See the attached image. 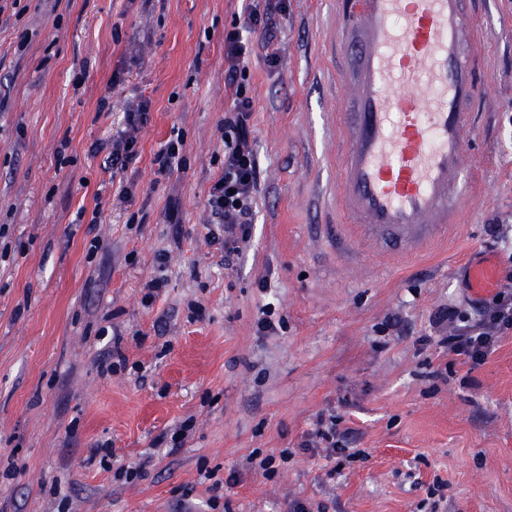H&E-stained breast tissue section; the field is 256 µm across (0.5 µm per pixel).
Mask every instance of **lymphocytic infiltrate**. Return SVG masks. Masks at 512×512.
Returning <instances> with one entry per match:
<instances>
[{
  "mask_svg": "<svg viewBox=\"0 0 512 512\" xmlns=\"http://www.w3.org/2000/svg\"><path fill=\"white\" fill-rule=\"evenodd\" d=\"M276 8V0H265L261 8H250L242 24L233 26L224 36V84L233 89L234 99L221 126L223 171L209 190L207 208L212 225L208 239L221 246L228 263L252 239L254 203L260 191V173L248 126L253 101L242 84L244 62L252 52L248 35L257 30L271 33ZM147 113L143 104L127 112L126 131L105 144L108 165L123 169L136 159L133 132L146 122ZM473 310V317L463 321L456 310L442 309L436 315V323L453 328L451 334L441 337V346L476 367L495 352L503 336L512 333V265L502 269L497 292L476 302ZM340 423V418L333 414L319 418L315 431L304 442L305 447L322 449L329 460L359 456V449L350 445V430L341 428Z\"/></svg>",
  "mask_w": 512,
  "mask_h": 512,
  "instance_id": "obj_1",
  "label": "lymphocytic infiltrate"
}]
</instances>
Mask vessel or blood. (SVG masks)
Segmentation results:
<instances>
[{"label":"vessel or blood","instance_id":"obj_1","mask_svg":"<svg viewBox=\"0 0 512 512\" xmlns=\"http://www.w3.org/2000/svg\"><path fill=\"white\" fill-rule=\"evenodd\" d=\"M467 2L338 0L349 105L331 227L338 247L354 241L389 264L447 242L478 88L465 48ZM499 276L481 257L466 269L478 294L492 292Z\"/></svg>","mask_w":512,"mask_h":512}]
</instances>
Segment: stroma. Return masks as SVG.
<instances>
[{
	"label": "stroma",
	"instance_id": "1",
	"mask_svg": "<svg viewBox=\"0 0 512 512\" xmlns=\"http://www.w3.org/2000/svg\"><path fill=\"white\" fill-rule=\"evenodd\" d=\"M251 2L21 0L0 14V512H175L184 495L192 512L216 497L228 512H512V335L474 367L431 326L474 300L469 253L512 262V0L467 5L481 90L460 224L431 256L371 273L323 229L346 109L337 0H284L272 44L253 33L263 190L238 259L209 243L233 100L224 33ZM141 102L136 162L104 168L93 145ZM177 137L185 163L158 175L154 155ZM122 184L132 193L113 203ZM159 275L167 288L143 305ZM268 303L285 323L260 336ZM391 316L404 335L384 332ZM330 412L366 459L301 449ZM189 418L168 454L157 437ZM99 445L111 456L88 464ZM255 450L290 457L266 478L240 466Z\"/></svg>",
	"mask_w": 512,
	"mask_h": 512
}]
</instances>
